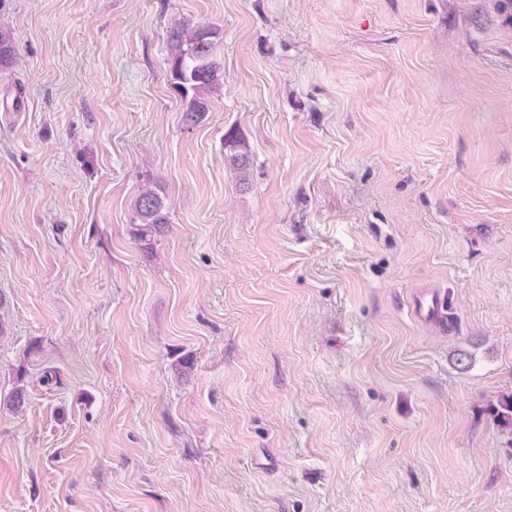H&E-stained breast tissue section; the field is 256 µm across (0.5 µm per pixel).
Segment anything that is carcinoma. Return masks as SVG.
I'll return each instance as SVG.
<instances>
[{"mask_svg":"<svg viewBox=\"0 0 512 512\" xmlns=\"http://www.w3.org/2000/svg\"><path fill=\"white\" fill-rule=\"evenodd\" d=\"M213 31L197 28L189 33L174 30L171 34L174 57L171 76L174 87L186 102L184 121L199 123L208 111L207 98L219 91V67L213 59ZM14 40L7 30H0V64L11 59ZM136 213L147 235L167 223L162 201L150 190H143L136 203Z\"/></svg>","mask_w":512,"mask_h":512,"instance_id":"1","label":"carcinoma"}]
</instances>
